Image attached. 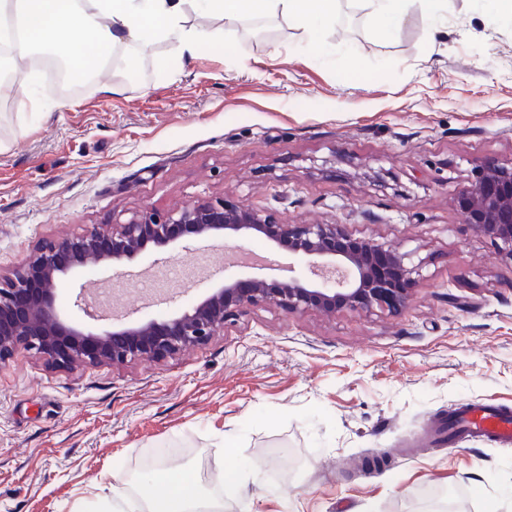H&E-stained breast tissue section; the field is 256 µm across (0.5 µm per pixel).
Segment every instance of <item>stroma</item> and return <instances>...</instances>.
I'll return each instance as SVG.
<instances>
[{"mask_svg": "<svg viewBox=\"0 0 512 512\" xmlns=\"http://www.w3.org/2000/svg\"><path fill=\"white\" fill-rule=\"evenodd\" d=\"M216 32L194 54L117 46L62 89L25 66L37 112L0 99V270L44 239L227 197L291 224H343L421 267L397 317L259 306L161 362L0 365V512H104L155 468L220 484L224 439L244 482L224 512H512V444L433 441L463 403L512 411V260L453 207L471 168L512 160V17L485 0H408L388 34L364 0L315 31L276 13L189 9ZM272 269L227 264L223 238L148 248L122 274L63 277L56 305L99 329L181 312L251 274L309 277L262 238Z\"/></svg>", "mask_w": 512, "mask_h": 512, "instance_id": "obj_1", "label": "stroma"}]
</instances>
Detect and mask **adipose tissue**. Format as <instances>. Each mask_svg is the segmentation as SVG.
<instances>
[{
  "mask_svg": "<svg viewBox=\"0 0 512 512\" xmlns=\"http://www.w3.org/2000/svg\"><path fill=\"white\" fill-rule=\"evenodd\" d=\"M207 12L237 16L280 12L307 28L336 19L335 0H203ZM190 0H0V43L11 46L12 69L36 50H66L82 32L93 41L71 57L75 78L100 73L112 64L111 49L124 43L147 44L156 39L174 42L181 52L193 53L203 32L186 28L184 16ZM155 482L165 484L164 494L144 492L145 512H223L224 494L237 493L241 475L224 470V491H201L189 473L157 471Z\"/></svg>",
  "mask_w": 512,
  "mask_h": 512,
  "instance_id": "1",
  "label": "adipose tissue"
}]
</instances>
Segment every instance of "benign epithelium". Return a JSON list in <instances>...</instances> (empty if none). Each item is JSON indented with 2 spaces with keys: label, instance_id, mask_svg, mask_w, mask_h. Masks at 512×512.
Listing matches in <instances>:
<instances>
[{
  "label": "benign epithelium",
  "instance_id": "1",
  "mask_svg": "<svg viewBox=\"0 0 512 512\" xmlns=\"http://www.w3.org/2000/svg\"><path fill=\"white\" fill-rule=\"evenodd\" d=\"M463 223L512 260V162H483L455 197ZM259 235L320 272L318 279L252 277L222 283L189 310L161 321L94 331L72 325L55 309L61 277L92 260L115 269L149 246L184 238ZM417 268L399 248L356 237L343 224H289L273 209L225 197L197 200L168 212L145 209L122 224H92L64 240L45 239L8 274H0V364L34 351L59 366L160 362L208 343L217 329L251 308L289 314L316 311L399 315L408 306Z\"/></svg>",
  "mask_w": 512,
  "mask_h": 512
}]
</instances>
